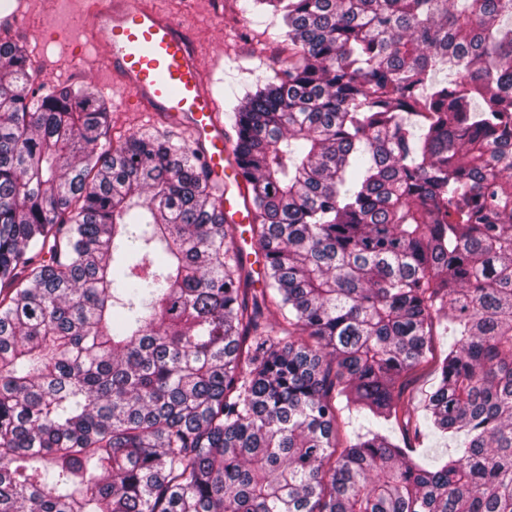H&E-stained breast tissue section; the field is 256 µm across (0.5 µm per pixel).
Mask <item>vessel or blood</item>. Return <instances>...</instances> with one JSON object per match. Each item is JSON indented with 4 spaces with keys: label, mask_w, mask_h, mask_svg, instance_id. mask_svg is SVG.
<instances>
[{
    "label": "vessel or blood",
    "mask_w": 512,
    "mask_h": 512,
    "mask_svg": "<svg viewBox=\"0 0 512 512\" xmlns=\"http://www.w3.org/2000/svg\"><path fill=\"white\" fill-rule=\"evenodd\" d=\"M82 12L105 42L108 78L130 93L133 104L190 127L212 178L223 180L230 148L219 103L180 24L146 0H83Z\"/></svg>",
    "instance_id": "1"
}]
</instances>
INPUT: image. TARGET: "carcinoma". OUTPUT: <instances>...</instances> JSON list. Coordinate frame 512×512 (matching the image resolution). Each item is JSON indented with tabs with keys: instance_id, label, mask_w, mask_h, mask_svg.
Returning a JSON list of instances; mask_svg holds the SVG:
<instances>
[{
	"instance_id": "obj_1",
	"label": "carcinoma",
	"mask_w": 512,
	"mask_h": 512,
	"mask_svg": "<svg viewBox=\"0 0 512 512\" xmlns=\"http://www.w3.org/2000/svg\"><path fill=\"white\" fill-rule=\"evenodd\" d=\"M240 11L288 45L235 112L258 293L196 142L0 38V512H512V0Z\"/></svg>"
}]
</instances>
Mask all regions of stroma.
<instances>
[{
    "label": "stroma",
    "instance_id": "35a3bbf8",
    "mask_svg": "<svg viewBox=\"0 0 512 512\" xmlns=\"http://www.w3.org/2000/svg\"><path fill=\"white\" fill-rule=\"evenodd\" d=\"M150 4L177 19L197 47L215 93L227 137H234V112L243 96L258 81L273 79L286 45L269 34L281 21L268 13L242 15L237 0H149ZM70 13L51 10L43 0H27L14 40L28 51L35 71L36 91L68 85L92 86L108 103L112 139L121 141L136 132H164L186 137L185 129L173 126L130 104L122 89H108L100 63L105 55L103 39L65 36Z\"/></svg>",
    "mask_w": 512,
    "mask_h": 512
}]
</instances>
